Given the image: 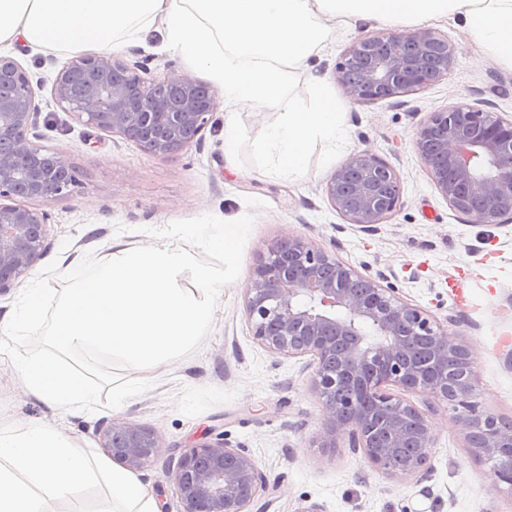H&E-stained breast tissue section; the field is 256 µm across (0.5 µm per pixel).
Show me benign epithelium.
<instances>
[{"mask_svg":"<svg viewBox=\"0 0 512 512\" xmlns=\"http://www.w3.org/2000/svg\"><path fill=\"white\" fill-rule=\"evenodd\" d=\"M453 47L430 29L388 31L363 38L336 67L345 94L357 102L390 99L420 90L448 74ZM0 70L17 78L0 95V293L15 286L42 255L47 213L16 203L63 196L77 183L67 165L44 160L29 138L37 112L31 80L12 58ZM144 67L105 53L81 55L56 77L53 96L75 119L126 139L142 140L155 154H170L202 138L216 97L202 100L203 85L187 74L156 83ZM413 147L441 195L473 224L512 217V118L473 106L433 114ZM334 207L369 230L400 204L396 172L371 154H357L327 181ZM254 336L269 351L313 356V388L323 400L317 440L336 448L348 440L376 468L401 481L429 469L428 414L392 393L420 391L451 401L454 421L477 456L501 461L493 487L512 486V427L477 409L474 357L462 341L418 306L402 299L382 273L364 276L302 238L290 237L260 261L246 288ZM460 357L465 378L448 393V355ZM102 447L134 471L156 457L154 433L131 422L101 427ZM179 512H267L266 479L257 462L220 432L181 454L167 469Z\"/></svg>","mask_w":512,"mask_h":512,"instance_id":"1","label":"benign epithelium"}]
</instances>
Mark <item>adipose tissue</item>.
<instances>
[{"instance_id": "obj_1", "label": "adipose tissue", "mask_w": 512, "mask_h": 512, "mask_svg": "<svg viewBox=\"0 0 512 512\" xmlns=\"http://www.w3.org/2000/svg\"><path fill=\"white\" fill-rule=\"evenodd\" d=\"M459 18L468 41L512 67V0H0V45L39 49H112L139 40L155 24L164 46L202 69L224 97V155L238 149V111L277 108L265 149L280 176L301 174L314 142L344 145L349 117L332 88L316 82V104H288L296 68L322 51L351 22L382 26ZM244 224H178L148 248L113 240L102 257L67 264L60 295L35 286L0 318V335L47 327L50 348L18 349L10 362L24 390L54 410L58 422L0 428V512H58L79 503L86 488L105 485L98 512H158L147 484L92 448L74 446L61 428L101 411L97 389L81 361L111 356L126 373L112 389L120 409L140 391L143 371L174 363L205 336L224 271L195 263L196 250L234 259ZM195 285L181 287L186 269Z\"/></svg>"}]
</instances>
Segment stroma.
<instances>
[{
  "label": "stroma",
  "instance_id": "35a3bbf8",
  "mask_svg": "<svg viewBox=\"0 0 512 512\" xmlns=\"http://www.w3.org/2000/svg\"><path fill=\"white\" fill-rule=\"evenodd\" d=\"M432 31L456 47L447 76L423 90L358 103L337 85L336 65L356 41L375 35L373 21L343 29L306 66L298 69L287 98L296 107L315 102L314 77H326L350 112L349 142L333 151L316 142L304 173L286 179L272 173L263 149L274 115L239 111V149L224 156V111L216 109L200 142L176 153H150L122 136L75 120L52 96L70 51L22 44L1 45L29 75L35 90L36 123L31 140L56 154L78 175L67 195L37 202L49 216L46 248L10 291L0 294V317L39 284L61 293L64 266L106 254L113 238L150 245L176 224H245L224 294L204 339L167 370L146 371L130 407H112V382L122 364L105 357L88 369L106 413L103 419H72L67 436L82 448H99L101 423L127 421L151 429L160 448L139 473L159 503L180 508L166 476L170 463L215 430L247 450L268 483V512H512V489H494L490 464L472 455L453 410L424 393L404 398L430 413L429 470L420 481H398L374 468L362 452L340 445L319 447L324 418L312 385V356L288 357L266 349L246 315V287L253 267L280 240L298 235L359 273L385 272L403 299L418 305L447 332L463 338L474 355L480 411L512 420V219L471 224L438 192L413 149L417 130L448 107L471 105L512 116V69L478 46H465L459 22H432ZM154 26L133 44L114 48L115 58L147 65V81L172 74L202 79V72L163 47ZM370 153L397 173L401 205L374 230L348 223L326 194L330 175L348 158ZM485 278L472 283L473 307L461 312L448 296V277L468 269ZM192 403V411L179 402ZM51 410L20 388L13 369L0 365V427L52 419Z\"/></svg>",
  "mask_w": 512,
  "mask_h": 512
}]
</instances>
